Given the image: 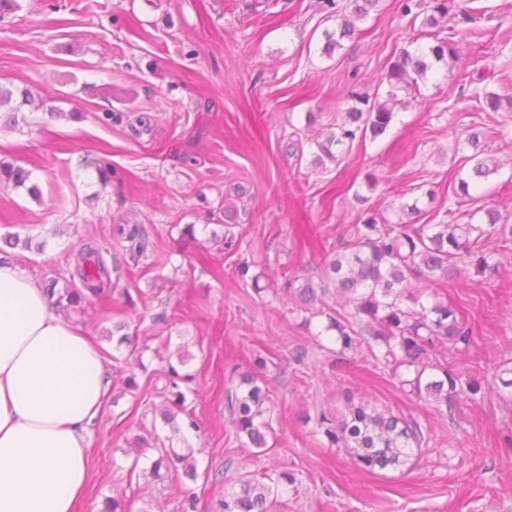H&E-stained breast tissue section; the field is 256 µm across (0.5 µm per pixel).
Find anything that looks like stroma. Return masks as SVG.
Wrapping results in <instances>:
<instances>
[{
  "mask_svg": "<svg viewBox=\"0 0 512 512\" xmlns=\"http://www.w3.org/2000/svg\"><path fill=\"white\" fill-rule=\"evenodd\" d=\"M401 3L377 0L330 54L324 34L336 31V15L320 0H17L0 14V84L43 102L0 128V159L29 170L42 191L36 201L0 187V241L34 243L11 249L12 263L64 284L78 245L95 239L119 252L117 224L148 235L109 295L71 317L100 347L111 348L102 332L120 321L148 346L105 363L110 399L90 428L89 482L75 512H102L116 495L125 512L151 502L182 512L188 497L194 512H214L241 476L262 470L289 476L277 512H512V398L485 388L452 411L417 400L366 353L338 355L321 320L284 313L289 284L319 277L322 246L342 225L371 210L397 222L411 184L438 192L420 200L422 222L447 211L455 142L474 114L502 132L485 144L501 168L481 202L512 220V107L484 113L473 97L477 88L512 97V0H479L474 20L456 16L454 70L429 73L385 134L313 165L351 92L386 95L400 51L433 44V30ZM500 260L497 274L467 272L448 290L473 332L453 366L465 379L512 361V253ZM159 334L188 357L186 405L198 423L184 432L200 450L198 478L179 488L128 477L132 440L169 433L152 425L154 380L168 366ZM247 372L274 394L261 456L237 437L225 404ZM350 399L420 425L423 444L405 468L369 470L327 447L312 415Z\"/></svg>",
  "mask_w": 512,
  "mask_h": 512,
  "instance_id": "1",
  "label": "stroma"
}]
</instances>
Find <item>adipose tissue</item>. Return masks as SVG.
I'll return each mask as SVG.
<instances>
[{"label":"adipose tissue","instance_id":"ef3b65f1","mask_svg":"<svg viewBox=\"0 0 512 512\" xmlns=\"http://www.w3.org/2000/svg\"><path fill=\"white\" fill-rule=\"evenodd\" d=\"M107 392L92 338L32 277L0 266V512H73Z\"/></svg>","mask_w":512,"mask_h":512}]
</instances>
